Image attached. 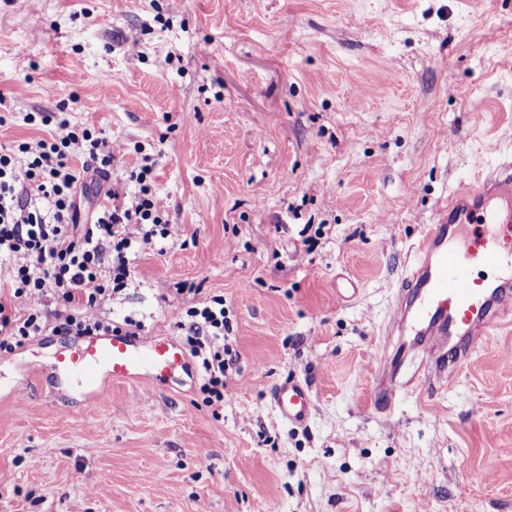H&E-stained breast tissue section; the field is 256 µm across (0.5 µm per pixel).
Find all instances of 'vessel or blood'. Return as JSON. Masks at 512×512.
<instances>
[{
    "mask_svg": "<svg viewBox=\"0 0 512 512\" xmlns=\"http://www.w3.org/2000/svg\"><path fill=\"white\" fill-rule=\"evenodd\" d=\"M416 263L396 296L397 329L418 337L429 357L412 383L398 380L400 356L378 354L377 410L390 411L408 386L435 396L492 328L512 318V160L482 172L476 185L449 196L413 246ZM481 263L495 269L492 279L474 276ZM185 350L166 339L143 342L120 332L92 337L61 352L56 370L78 375L89 387L101 377L113 382L168 381L187 371ZM269 399L280 419L306 425L313 400L307 383L286 379L273 385Z\"/></svg>",
    "mask_w": 512,
    "mask_h": 512,
    "instance_id": "b4317fda",
    "label": "vessel or blood"
}]
</instances>
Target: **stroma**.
Listing matches in <instances>:
<instances>
[{
	"mask_svg": "<svg viewBox=\"0 0 512 512\" xmlns=\"http://www.w3.org/2000/svg\"><path fill=\"white\" fill-rule=\"evenodd\" d=\"M0 97L2 146L43 112L152 164L171 234L113 323L178 343L220 295L239 353L223 403L194 364L89 406L75 336L0 351V512H512V323L388 413L369 369L424 225L512 156V0H0ZM269 399L280 419L286 424L304 426L308 423L313 400L307 383L286 379L273 385Z\"/></svg>",
	"mask_w": 512,
	"mask_h": 512,
	"instance_id": "stroma-1",
	"label": "stroma"
}]
</instances>
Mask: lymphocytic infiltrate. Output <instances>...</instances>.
Instances as JSON below:
<instances>
[{"label": "lymphocytic infiltrate", "mask_w": 512, "mask_h": 512, "mask_svg": "<svg viewBox=\"0 0 512 512\" xmlns=\"http://www.w3.org/2000/svg\"><path fill=\"white\" fill-rule=\"evenodd\" d=\"M115 161L96 130L60 120L50 138L0 147V350L23 346L45 331L105 336L115 330L104 317L115 294L135 278L132 252L168 237L165 200L152 184L150 165L136 174L138 190L112 184L94 221H77L76 195L89 172L109 173ZM59 305L40 309L46 298ZM193 331L185 345L206 373L201 390L223 402L229 371L238 357L227 339L230 323L222 298L187 311Z\"/></svg>", "instance_id": "f902f5d3"}]
</instances>
